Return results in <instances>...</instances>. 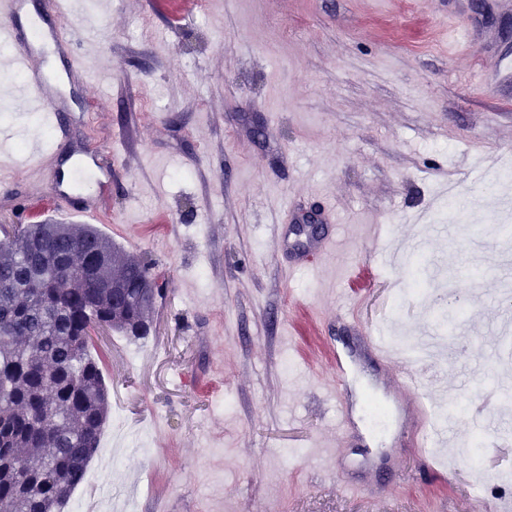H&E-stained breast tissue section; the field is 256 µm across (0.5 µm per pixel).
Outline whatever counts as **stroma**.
<instances>
[{
    "mask_svg": "<svg viewBox=\"0 0 512 512\" xmlns=\"http://www.w3.org/2000/svg\"><path fill=\"white\" fill-rule=\"evenodd\" d=\"M98 20L44 69L66 136L0 79V216L90 223L164 284L148 336L105 332L91 354L109 391L101 448L63 512H512V414L459 389L449 333L469 332L487 381L512 383V88L482 85L512 46V0H82ZM265 127L257 136L256 124ZM45 154L30 174L32 150ZM86 179L73 181L74 170ZM486 194L467 220L441 210ZM94 205L93 217L83 216ZM326 215L334 259L292 226ZM473 224L465 232L463 223ZM420 265L427 292L409 287ZM453 321L442 329L437 314ZM436 336L414 362L492 416L474 473L458 421L406 447L359 333ZM344 364L349 388L336 390ZM346 429L337 433L336 418ZM342 454L326 466L321 447Z\"/></svg>",
    "mask_w": 512,
    "mask_h": 512,
    "instance_id": "stroma-1",
    "label": "stroma"
}]
</instances>
